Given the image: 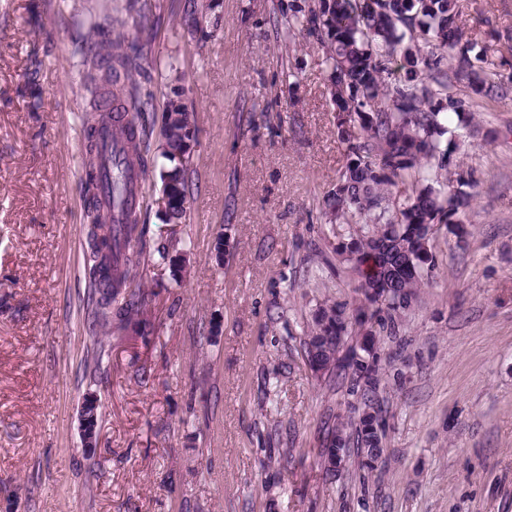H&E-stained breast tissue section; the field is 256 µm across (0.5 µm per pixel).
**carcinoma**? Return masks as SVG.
<instances>
[{
    "label": "carcinoma",
    "instance_id": "1",
    "mask_svg": "<svg viewBox=\"0 0 512 512\" xmlns=\"http://www.w3.org/2000/svg\"><path fill=\"white\" fill-rule=\"evenodd\" d=\"M288 34L312 36L325 49L330 67L331 101L342 108L337 123L344 144V165L322 200L333 224H358L360 234L343 246V255L359 279L380 289L382 308H408L421 287L422 270L431 264L430 240L438 225L459 224L475 200L467 175L456 173L448 190L433 186L448 166L459 129L466 123L462 101L435 100L431 84L448 88V74L466 81L482 104L507 96L508 89L474 62L489 45L465 37L456 0H289L281 9ZM430 51L423 52V47ZM88 56L102 75L89 73L98 115L87 128L85 164L89 257L84 271L95 302L92 327L117 319L125 324L139 313L143 293L136 284L140 259L149 245L138 224L139 200L147 168L138 128L152 94L135 75L142 69L139 51L112 54V45L94 43ZM452 60L450 72L442 61ZM398 75L390 77V64ZM112 129L106 144L101 132ZM183 125L167 119L162 129L163 158L181 150ZM163 167L160 182L178 185L180 200L165 213L169 224L186 217L181 201L190 195L188 166ZM354 375L363 381L360 407L372 408L380 379L376 361L361 364ZM361 455L377 460L382 436L365 421L356 426Z\"/></svg>",
    "mask_w": 512,
    "mask_h": 512
}]
</instances>
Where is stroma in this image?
I'll use <instances>...</instances> for the list:
<instances>
[{
	"label": "stroma",
	"instance_id": "stroma-1",
	"mask_svg": "<svg viewBox=\"0 0 512 512\" xmlns=\"http://www.w3.org/2000/svg\"><path fill=\"white\" fill-rule=\"evenodd\" d=\"M282 2L198 0L191 16L185 0H0V512H512V0H457L509 93L467 105L466 235L436 227L419 298L377 338L382 457L333 479L323 433L356 422L359 387L315 376L305 342L333 304L359 348L362 298L339 254L354 231L321 207L344 163L325 53L286 36ZM120 38L142 46L154 95L139 221L176 258L139 267L143 338L90 335L82 272L80 48ZM175 95L196 114L195 190L168 224L159 131ZM98 405V401L94 397H87L83 400L80 408V427H81V440L82 447L85 451L91 452L95 450L98 445L99 432L89 428L88 421L90 418L89 407L91 405Z\"/></svg>",
	"mask_w": 512,
	"mask_h": 512
}]
</instances>
